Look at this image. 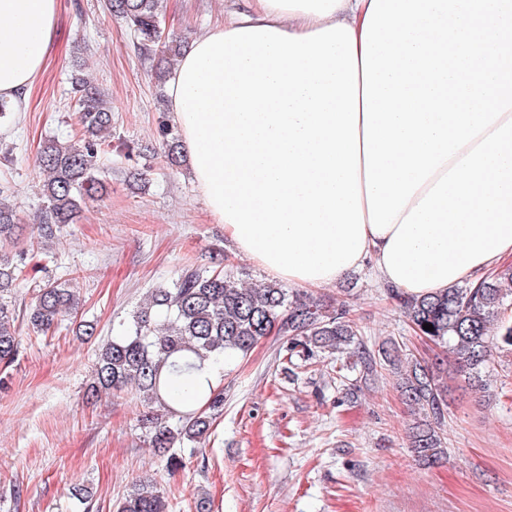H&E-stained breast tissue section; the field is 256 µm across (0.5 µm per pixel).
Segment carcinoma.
<instances>
[{"label": "carcinoma", "mask_w": 512, "mask_h": 512, "mask_svg": "<svg viewBox=\"0 0 512 512\" xmlns=\"http://www.w3.org/2000/svg\"><path fill=\"white\" fill-rule=\"evenodd\" d=\"M109 12L133 32L139 49L170 61L180 55L181 42L164 35L162 0H107ZM71 101L80 136L77 141L49 140L42 147L39 167L46 173L43 194L48 211L36 225L39 238H54L58 225L70 223L82 206L106 191L97 175L98 161L112 136V106L90 82L72 81ZM171 167L185 162L182 144H165ZM15 211L0 204V243L22 234ZM18 287V267L0 254V363H10L18 347L19 314L12 304ZM403 312L418 335L444 349L445 358L427 364L400 354L396 345L379 348L383 364L397 370L399 392L416 418L408 428L411 451L425 465L448 459L444 436L448 408V371L468 380L480 393L489 389L488 368L494 355L512 351V322L503 319L512 306V266L486 278L423 297L397 291ZM79 294L70 280H55L38 290L27 312L33 331L46 333L76 312ZM433 330L423 329L424 324ZM288 337V355L307 362L318 352L356 356L360 329L344 307L324 304L269 281L246 287L232 272L188 267L169 284L152 290L137 307L122 336L98 350L91 394L139 393L146 407L143 421L150 443L168 453L167 466L179 469L176 448L199 444L211 433L224 410V392L213 391L205 407L194 406L186 388L194 371L211 358L246 355L271 331ZM116 512H170L168 499L149 481H141Z\"/></svg>", "instance_id": "1"}]
</instances>
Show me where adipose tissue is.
<instances>
[{
  "label": "adipose tissue",
  "mask_w": 512,
  "mask_h": 512,
  "mask_svg": "<svg viewBox=\"0 0 512 512\" xmlns=\"http://www.w3.org/2000/svg\"><path fill=\"white\" fill-rule=\"evenodd\" d=\"M371 0H245L183 50L170 109L216 223L272 278L318 289L372 265L361 34ZM59 0H0V98L44 71Z\"/></svg>",
  "instance_id": "adipose-tissue-1"
}]
</instances>
